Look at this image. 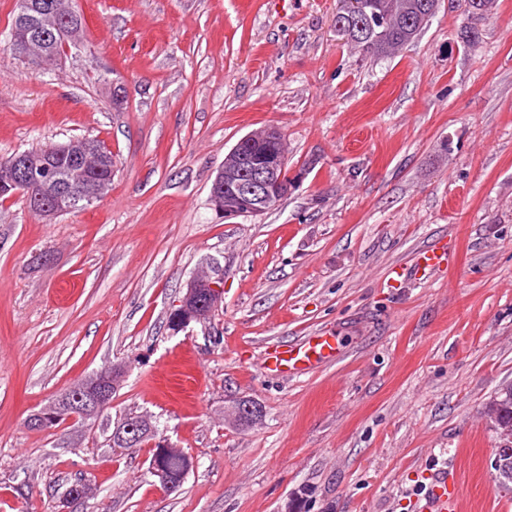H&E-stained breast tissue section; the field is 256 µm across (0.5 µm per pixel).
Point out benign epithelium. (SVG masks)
<instances>
[{
    "label": "benign epithelium",
    "instance_id": "1",
    "mask_svg": "<svg viewBox=\"0 0 512 512\" xmlns=\"http://www.w3.org/2000/svg\"><path fill=\"white\" fill-rule=\"evenodd\" d=\"M83 19L67 3L64 14L58 6L46 8L37 0H20L11 30L9 48L22 59L42 65L56 59L55 47L67 49L81 42ZM111 149L95 141H73L55 145L39 155L19 153L0 161V191L25 200L28 209L44 218L72 212L90 203L95 188L87 174V160L100 164L112 179ZM298 173L288 168L284 135L269 126L247 134L237 141L224 158L210 189L214 210L230 220L263 214L278 205L294 189ZM223 278L209 273L191 277L186 292L170 311L172 326L180 330L192 322H203L220 305ZM114 375L93 376L68 392L67 405L56 401L35 414L29 423L51 428L63 419H81L102 412L112 405L111 386ZM261 409L253 401L234 398L224 408V419L233 426L254 425L260 421ZM145 430L155 431L152 417L136 415L115 425L112 437L126 448H134Z\"/></svg>",
    "mask_w": 512,
    "mask_h": 512
}]
</instances>
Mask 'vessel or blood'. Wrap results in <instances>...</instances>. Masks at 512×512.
Here are the masks:
<instances>
[{"mask_svg":"<svg viewBox=\"0 0 512 512\" xmlns=\"http://www.w3.org/2000/svg\"><path fill=\"white\" fill-rule=\"evenodd\" d=\"M337 354L335 336L318 335L275 347L266 352L263 363L267 370L288 375L317 368L335 359ZM455 508V500L448 493L447 479L437 477L425 512H454Z\"/></svg>","mask_w":512,"mask_h":512,"instance_id":"b4317fda","label":"vessel or blood"}]
</instances>
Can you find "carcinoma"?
Listing matches in <instances>:
<instances>
[{"instance_id":"carcinoma-1","label":"carcinoma","mask_w":512,"mask_h":512,"mask_svg":"<svg viewBox=\"0 0 512 512\" xmlns=\"http://www.w3.org/2000/svg\"><path fill=\"white\" fill-rule=\"evenodd\" d=\"M422 7L423 0H338L335 22L355 27L361 21L363 11L380 13L386 20L383 31L365 34L348 44L365 56L391 58L426 28L430 18L424 16ZM495 7L496 0H463L467 23L460 29L462 42L473 44L479 40L481 29L477 28L476 22H486ZM485 414L505 441V446L499 449L500 461L512 473V384L499 389ZM151 461L165 469L171 479L184 481L187 464L183 454H168L157 447Z\"/></svg>"}]
</instances>
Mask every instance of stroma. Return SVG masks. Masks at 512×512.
Wrapping results in <instances>:
<instances>
[{"mask_svg": "<svg viewBox=\"0 0 512 512\" xmlns=\"http://www.w3.org/2000/svg\"><path fill=\"white\" fill-rule=\"evenodd\" d=\"M73 6L81 48L41 67L8 50L15 0H0V160L81 137L114 157L87 209L48 222L0 203V512H420L439 475L463 512H512L484 417L512 383V0L467 46L461 6L441 0L384 59L337 34L336 0ZM266 125L302 177L225 223L211 183ZM439 244L448 267L394 286ZM205 266L221 305L170 329ZM321 334L340 341L334 361L263 368L266 350ZM116 364L104 416L28 426ZM235 397L262 422H225ZM139 414L192 460L174 492L149 472L152 443L110 441Z\"/></svg>", "mask_w": 512, "mask_h": 512, "instance_id": "stroma-1", "label": "stroma"}]
</instances>
